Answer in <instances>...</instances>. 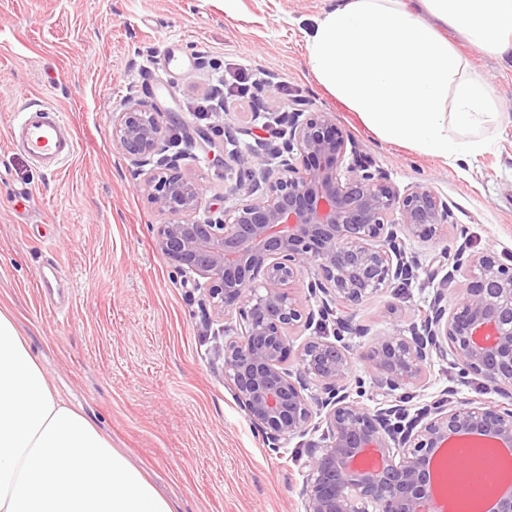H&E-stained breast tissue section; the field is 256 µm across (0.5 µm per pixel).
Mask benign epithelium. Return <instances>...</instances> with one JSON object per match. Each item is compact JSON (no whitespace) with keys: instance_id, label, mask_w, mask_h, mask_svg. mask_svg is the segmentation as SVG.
Returning <instances> with one entry per match:
<instances>
[{"instance_id":"7a95c632","label":"benign epithelium","mask_w":512,"mask_h":512,"mask_svg":"<svg viewBox=\"0 0 512 512\" xmlns=\"http://www.w3.org/2000/svg\"><path fill=\"white\" fill-rule=\"evenodd\" d=\"M280 144L264 143L230 159L239 166L222 213L207 206L202 185L170 155L163 113L143 103L112 121V140L127 154L164 221L160 253L176 268L206 279L218 315L236 314L241 333L224 340V383L270 448L325 429L302 443L309 471L304 512H443L431 464L456 438L512 448V264L494 251L476 255L447 245L454 214L431 187L400 191L371 169L330 112H283ZM441 246L448 271L419 320L393 328L357 350L344 334L369 335L348 311L368 296L405 285L417 262L404 239ZM308 277V307L291 286ZM465 288L455 300L456 278ZM333 324L334 340L294 337ZM502 400L456 397L449 387L409 411V390L427 385L433 358ZM295 361L298 368H287ZM370 374L384 407L371 411L353 397L354 361Z\"/></svg>"}]
</instances>
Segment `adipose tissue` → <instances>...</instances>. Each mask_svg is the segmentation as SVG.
I'll list each match as a JSON object with an SVG mask.
<instances>
[{
  "label": "adipose tissue",
  "mask_w": 512,
  "mask_h": 512,
  "mask_svg": "<svg viewBox=\"0 0 512 512\" xmlns=\"http://www.w3.org/2000/svg\"><path fill=\"white\" fill-rule=\"evenodd\" d=\"M512 53V0H336L307 37L319 83L379 138L452 163L502 114L455 42ZM0 512H174L145 470L49 383L0 308Z\"/></svg>",
  "instance_id": "adipose-tissue-1"
}]
</instances>
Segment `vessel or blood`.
<instances>
[{"label": "vessel or blood", "instance_id": "b4317fda", "mask_svg": "<svg viewBox=\"0 0 512 512\" xmlns=\"http://www.w3.org/2000/svg\"><path fill=\"white\" fill-rule=\"evenodd\" d=\"M12 139L43 170L57 171L76 147L73 126L45 107L24 108L18 113Z\"/></svg>", "mask_w": 512, "mask_h": 512}]
</instances>
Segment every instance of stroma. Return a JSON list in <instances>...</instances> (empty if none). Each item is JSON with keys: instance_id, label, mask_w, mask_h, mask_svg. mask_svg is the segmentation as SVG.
Masks as SVG:
<instances>
[{"instance_id": "stroma-1", "label": "stroma", "mask_w": 512, "mask_h": 512, "mask_svg": "<svg viewBox=\"0 0 512 512\" xmlns=\"http://www.w3.org/2000/svg\"><path fill=\"white\" fill-rule=\"evenodd\" d=\"M332 2L0 0V305L13 310L60 395L146 468L175 512H304L307 456L295 439L267 447L224 384L218 349L235 316L215 315L203 279L156 248L162 217L112 140L113 116L129 99L179 123L184 174L204 184L207 205L229 210L237 167L215 159L224 133L245 150L266 132L235 97L219 114L202 117L194 106L220 77L263 78L265 111L333 113L399 189L422 183L447 201L470 252L512 254V59L459 43L468 74L484 79L506 119L489 131L487 152L452 165L375 137L316 81L306 34ZM173 40L182 51L168 62L162 52ZM27 103L76 127V150L58 172L11 145L14 115ZM210 124L216 132L199 136ZM405 250L420 260L411 284L352 310L371 333L407 326L433 295L439 247L409 238ZM52 261L70 294L61 313L39 298ZM428 374L413 406L449 386L462 398H497L478 381L461 382L445 360L434 359Z\"/></svg>"}]
</instances>
